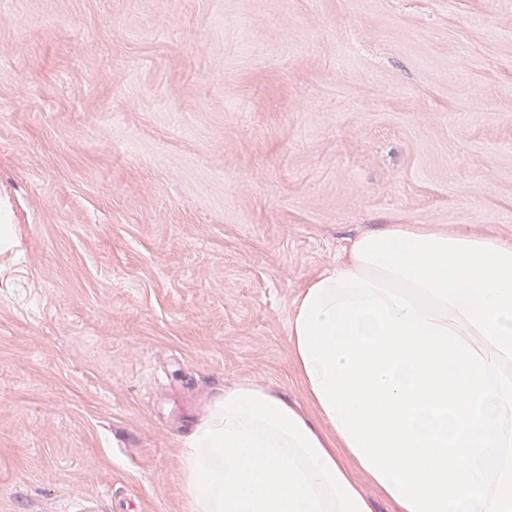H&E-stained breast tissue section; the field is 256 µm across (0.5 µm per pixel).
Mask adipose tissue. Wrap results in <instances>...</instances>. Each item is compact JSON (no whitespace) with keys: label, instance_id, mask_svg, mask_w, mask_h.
I'll return each mask as SVG.
<instances>
[{"label":"adipose tissue","instance_id":"ef3b65f1","mask_svg":"<svg viewBox=\"0 0 512 512\" xmlns=\"http://www.w3.org/2000/svg\"><path fill=\"white\" fill-rule=\"evenodd\" d=\"M306 413L251 382L226 387L190 427L181 473L193 512H375L374 483L315 394L300 352Z\"/></svg>","mask_w":512,"mask_h":512}]
</instances>
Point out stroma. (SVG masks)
Instances as JSON below:
<instances>
[{
	"label": "stroma",
	"instance_id": "stroma-1",
	"mask_svg": "<svg viewBox=\"0 0 512 512\" xmlns=\"http://www.w3.org/2000/svg\"><path fill=\"white\" fill-rule=\"evenodd\" d=\"M0 512H190L224 387L311 405L300 288L382 224L512 239V0H0Z\"/></svg>",
	"mask_w": 512,
	"mask_h": 512
}]
</instances>
